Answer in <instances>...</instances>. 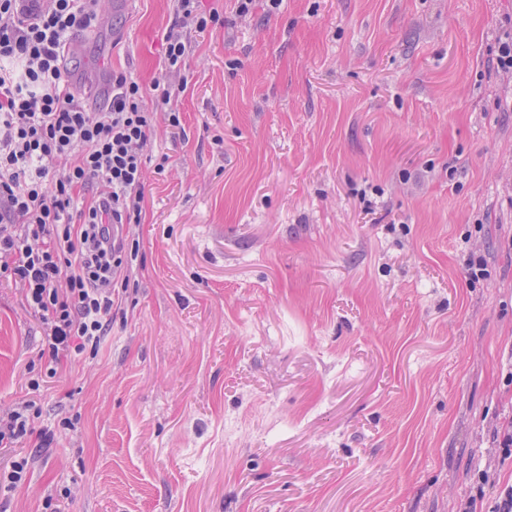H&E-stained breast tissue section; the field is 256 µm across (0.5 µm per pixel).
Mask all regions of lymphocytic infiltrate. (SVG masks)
Segmentation results:
<instances>
[{
	"instance_id": "f902f5d3",
	"label": "lymphocytic infiltrate",
	"mask_w": 512,
	"mask_h": 512,
	"mask_svg": "<svg viewBox=\"0 0 512 512\" xmlns=\"http://www.w3.org/2000/svg\"><path fill=\"white\" fill-rule=\"evenodd\" d=\"M180 23L166 34L164 64L150 86L112 75L106 104L89 109L67 67L77 31L99 22L100 0H0V281L15 286L43 325L45 374L27 397L0 410V491L26 481L31 458L17 450L36 431L46 377L96 357L130 285L138 256L127 228L140 223L145 165L155 135L154 107L180 128L177 101L188 85L184 29L221 24L200 0H172ZM97 194L87 197L88 187Z\"/></svg>"
}]
</instances>
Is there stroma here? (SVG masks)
Segmentation results:
<instances>
[{"label": "stroma", "instance_id": "35a3bbf8", "mask_svg": "<svg viewBox=\"0 0 512 512\" xmlns=\"http://www.w3.org/2000/svg\"><path fill=\"white\" fill-rule=\"evenodd\" d=\"M132 284L49 380L0 512H494L512 484V0H203ZM73 77L150 85L170 0H101ZM164 162L157 171L156 162ZM486 275L472 279L470 263ZM0 286V409L40 367ZM71 429H63V422Z\"/></svg>", "mask_w": 512, "mask_h": 512}]
</instances>
